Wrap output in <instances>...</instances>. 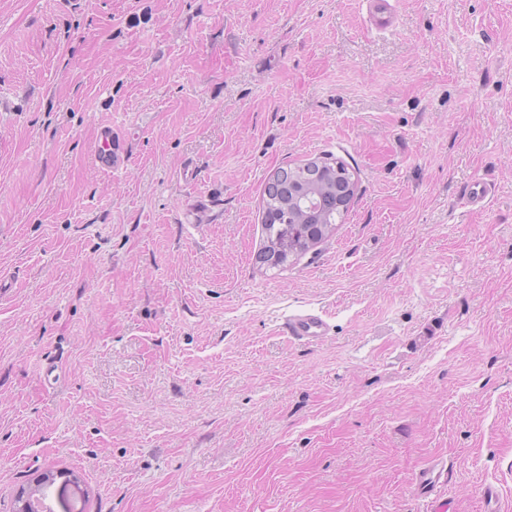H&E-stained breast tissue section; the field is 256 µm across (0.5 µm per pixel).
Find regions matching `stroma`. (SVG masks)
Segmentation results:
<instances>
[{
	"mask_svg": "<svg viewBox=\"0 0 512 512\" xmlns=\"http://www.w3.org/2000/svg\"><path fill=\"white\" fill-rule=\"evenodd\" d=\"M374 2L0 0V512L47 470L55 512L512 503V0ZM323 157L343 223L262 266ZM94 159L97 166L104 171L112 172V168H117L121 156L116 148L111 125L106 124L98 128ZM351 174L342 162L309 161L278 168L264 190L262 224L266 234L256 262L269 268L284 266L328 237L353 196ZM348 208V209H347ZM285 330L289 336L305 343H318L330 335V324L320 314L302 311L288 317ZM447 475L446 464L439 459H434L415 474L413 483L416 491L429 497L441 483L446 481Z\"/></svg>",
	"mask_w": 512,
	"mask_h": 512,
	"instance_id": "obj_1",
	"label": "stroma"
}]
</instances>
